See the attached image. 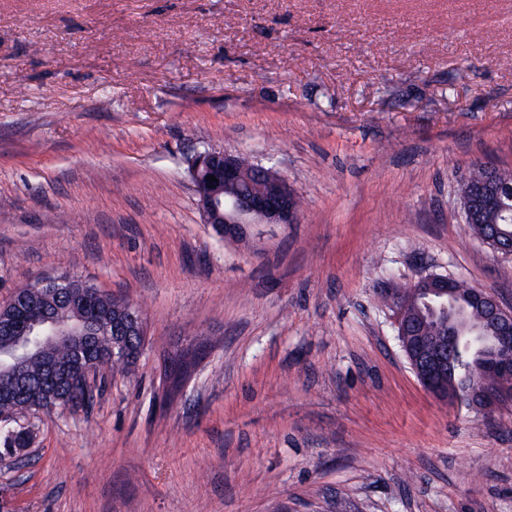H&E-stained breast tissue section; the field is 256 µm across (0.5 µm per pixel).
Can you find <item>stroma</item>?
Listing matches in <instances>:
<instances>
[{"label": "stroma", "instance_id": "35a3bbf8", "mask_svg": "<svg viewBox=\"0 0 512 512\" xmlns=\"http://www.w3.org/2000/svg\"><path fill=\"white\" fill-rule=\"evenodd\" d=\"M212 149L285 175L296 223L217 237ZM476 163L512 167V0H0V300L71 273L146 322L0 467L12 512H512V404L427 392L379 299L440 274L512 307Z\"/></svg>", "mask_w": 512, "mask_h": 512}]
</instances>
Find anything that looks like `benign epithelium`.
Returning a JSON list of instances; mask_svg holds the SVG:
<instances>
[{
    "label": "benign epithelium",
    "instance_id": "benign-epithelium-1",
    "mask_svg": "<svg viewBox=\"0 0 512 512\" xmlns=\"http://www.w3.org/2000/svg\"><path fill=\"white\" fill-rule=\"evenodd\" d=\"M213 175L217 181L207 177ZM190 176L204 215L206 224L224 225V238L243 237L253 224H293L299 212L294 205V191L288 180L272 168L259 163L244 166L239 155L226 151L210 150L199 153L190 163ZM257 178L262 181L258 192H242L239 187ZM70 280L60 276L45 278L31 285L36 294L45 290L70 288ZM410 293L417 298L428 299L441 310L454 305L455 289L453 279L442 275L420 278L408 286ZM474 298L488 305L491 314L502 325L499 343L512 348V311L503 308L501 303L486 291L473 289ZM396 315L398 340L401 349L409 352L410 364L421 386L429 393L448 399V360L444 347L453 345L459 336L452 328L447 336L435 342L427 336L412 334L406 321L407 300L396 296L389 301ZM42 332L56 336L69 343L78 344L87 336L95 335L96 328L80 324L73 328L65 326L57 319L42 313L27 319L26 327L16 332L18 336H29ZM491 370L497 373V381L492 386L481 387L472 393V399L483 403L484 408L498 407L512 401V366L493 363Z\"/></svg>",
    "mask_w": 512,
    "mask_h": 512
}]
</instances>
